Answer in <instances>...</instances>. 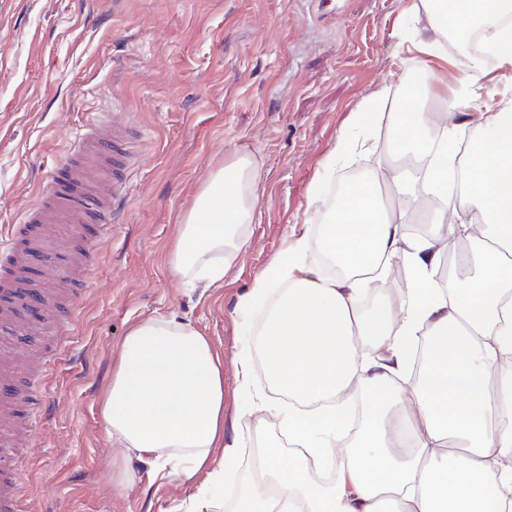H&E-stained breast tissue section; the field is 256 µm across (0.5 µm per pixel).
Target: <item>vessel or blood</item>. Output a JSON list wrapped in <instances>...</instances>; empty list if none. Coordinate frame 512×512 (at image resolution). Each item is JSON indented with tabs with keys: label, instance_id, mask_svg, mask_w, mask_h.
<instances>
[{
	"label": "vessel or blood",
	"instance_id": "b4317fda",
	"mask_svg": "<svg viewBox=\"0 0 512 512\" xmlns=\"http://www.w3.org/2000/svg\"><path fill=\"white\" fill-rule=\"evenodd\" d=\"M135 136L130 113H97L53 167L37 202L18 223L0 226V332L40 335V325L24 320L26 307L62 332L73 321L77 301L92 282L99 245L126 197ZM61 255L67 259L65 294L26 280L29 265L52 271ZM49 366L35 346L0 348V438L14 440L26 426L19 403L45 393ZM0 512H20L16 472L0 475Z\"/></svg>",
	"mask_w": 512,
	"mask_h": 512
}]
</instances>
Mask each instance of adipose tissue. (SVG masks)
I'll use <instances>...</instances> for the list:
<instances>
[{"label": "adipose tissue", "instance_id": "obj_1", "mask_svg": "<svg viewBox=\"0 0 512 512\" xmlns=\"http://www.w3.org/2000/svg\"><path fill=\"white\" fill-rule=\"evenodd\" d=\"M424 28L408 41L420 55L429 91L444 113H420L415 92L386 99L376 93L359 107L372 117L393 106L395 154L429 159L412 188V206L434 205L427 234L405 238L406 211L387 212L382 184L398 185L393 165L363 176L336 201L324 203L319 234L302 232L238 298L245 342L236 362L237 391L256 430L276 419L293 438L286 451L265 443L255 471L242 467L241 432L224 433V364L208 339L178 316L150 318L125 337L100 415L123 457L151 466L154 477L192 480L209 472L190 512H214L215 485L229 483L233 512H512V100L481 111L470 134L468 179L448 197V172L459 127L452 116L471 108L474 83L485 73L471 58L451 93L431 59L448 32H484L498 63L512 65V0H425ZM256 166L238 154L219 167L187 214L173 246L174 275L207 285L248 242ZM467 242L463 277L436 278L448 245ZM330 256L350 275L321 272ZM411 269L392 298L376 291L377 308L360 307L371 280L388 278L394 257ZM264 311L263 327L252 314ZM428 333L426 362L412 382L408 344ZM263 359L269 393L255 384ZM364 406L353 438L347 410ZM344 455H336V448ZM223 449L213 460L214 449ZM336 467V479L314 480L309 460Z\"/></svg>", "mask_w": 512, "mask_h": 512}]
</instances>
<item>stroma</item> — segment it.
<instances>
[{"instance_id":"35a3bbf8","label":"stroma","mask_w":512,"mask_h":512,"mask_svg":"<svg viewBox=\"0 0 512 512\" xmlns=\"http://www.w3.org/2000/svg\"><path fill=\"white\" fill-rule=\"evenodd\" d=\"M411 0H0V225L16 223L67 144L122 102L144 136L120 224L75 311L66 360L23 465L21 512H186L196 486L149 480L137 459L114 480L118 451L100 402L125 336L177 315L224 358V430L244 428L235 366L239 296L317 221L313 184L379 92L410 83L402 30L426 23ZM368 150L336 176L374 172L392 147L387 112ZM257 164L256 221L222 283L191 288L170 270L180 224L211 173L236 155Z\"/></svg>"}]
</instances>
